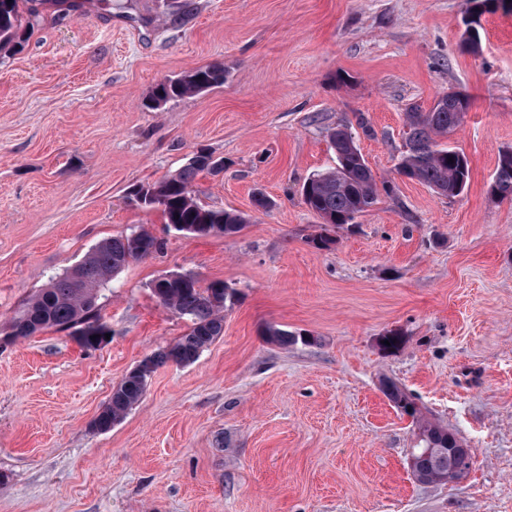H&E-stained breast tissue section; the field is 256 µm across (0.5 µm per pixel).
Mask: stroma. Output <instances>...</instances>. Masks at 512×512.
<instances>
[{"instance_id":"stroma-1","label":"stroma","mask_w":512,"mask_h":512,"mask_svg":"<svg viewBox=\"0 0 512 512\" xmlns=\"http://www.w3.org/2000/svg\"><path fill=\"white\" fill-rule=\"evenodd\" d=\"M172 2L32 0L23 48L0 52V512H512V201L488 193L512 149V13H483L471 53L468 0H193L176 21ZM211 65L223 85L147 108L159 80ZM449 91L469 103L454 198L397 172L407 112ZM339 125L394 191L318 250L300 188L335 167ZM200 148L224 170L194 194L244 214L239 233L189 237L128 198ZM140 227L164 251L101 288L105 345L10 337L29 296ZM170 272L237 291L224 333L96 431L113 388L191 326L151 292ZM272 325L317 341L270 343ZM386 380L471 448L464 480L413 477L418 430Z\"/></svg>"}]
</instances>
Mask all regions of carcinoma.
<instances>
[{
  "label": "carcinoma",
  "mask_w": 512,
  "mask_h": 512,
  "mask_svg": "<svg viewBox=\"0 0 512 512\" xmlns=\"http://www.w3.org/2000/svg\"><path fill=\"white\" fill-rule=\"evenodd\" d=\"M28 0H0V50L17 49L25 42L33 22L23 21V6ZM224 84V67L206 66L190 69L176 77L165 78L151 91L149 107L157 110L172 99L199 94ZM468 101L456 95L434 104L428 112L407 113L409 132L407 150L402 152L398 173L431 187L436 193L451 198L461 194L470 180V167L465 154L454 147L438 142L454 132L460 124L461 111ZM331 147L336 154V167L310 175L301 187L307 207L321 220L318 231L309 239L317 250L335 243V229L351 224L355 218L372 207L380 192L390 195L394 186L384 181L377 184L373 171L366 163L352 133L341 125L329 132ZM207 171L219 172L212 153L199 149L188 162L162 181L149 186L137 185L134 193L141 194L142 208L152 210L157 200L165 223L179 226L188 236L239 232L248 222L245 215L224 209L208 208L196 201L193 184L197 176ZM490 193L512 199V150L503 151L495 175L489 185ZM139 250L160 253L164 242L145 229L137 231ZM140 259L134 253L131 238L121 234L98 243L79 262L75 273H64L52 279L30 298L13 318L9 336L26 338L45 328L59 331L78 330L87 326L86 334L77 337L84 348H96L93 335L107 328L97 314V293L115 274L131 261ZM157 300L169 310L188 317L190 331L174 344L149 357L150 367L127 374L113 389L112 396L93 421V427L106 432L119 423L143 397L148 379L157 367L171 361L179 365L194 363L200 354L224 333V308L233 302L235 291L222 280L206 287L192 275L157 284ZM267 339L282 346L302 341L316 342L313 336L270 326ZM384 393L401 414L419 423L421 444L413 449L416 473L430 484H443L448 473L473 464L471 449L465 447L448 429L425 422L413 396L394 382L384 384ZM442 448L438 454L426 449Z\"/></svg>",
  "instance_id": "1"
}]
</instances>
